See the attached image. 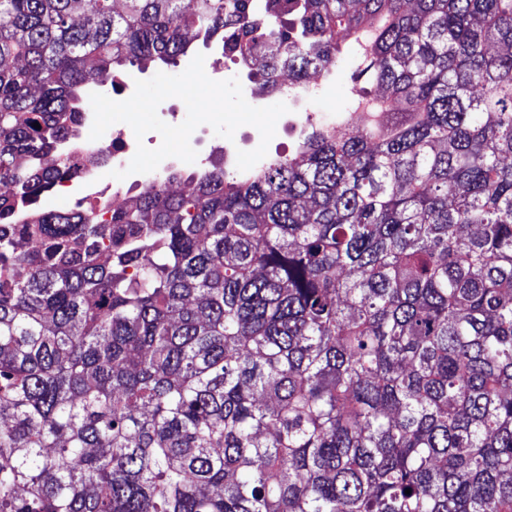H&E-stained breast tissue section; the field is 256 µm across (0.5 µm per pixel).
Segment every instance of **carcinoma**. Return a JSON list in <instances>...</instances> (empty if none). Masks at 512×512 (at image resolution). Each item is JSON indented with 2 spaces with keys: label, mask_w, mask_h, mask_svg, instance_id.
I'll use <instances>...</instances> for the list:
<instances>
[{
  "label": "carcinoma",
  "mask_w": 512,
  "mask_h": 512,
  "mask_svg": "<svg viewBox=\"0 0 512 512\" xmlns=\"http://www.w3.org/2000/svg\"><path fill=\"white\" fill-rule=\"evenodd\" d=\"M347 38L383 121L40 208L86 89ZM0 185V512H512V0H0Z\"/></svg>",
  "instance_id": "1"
}]
</instances>
